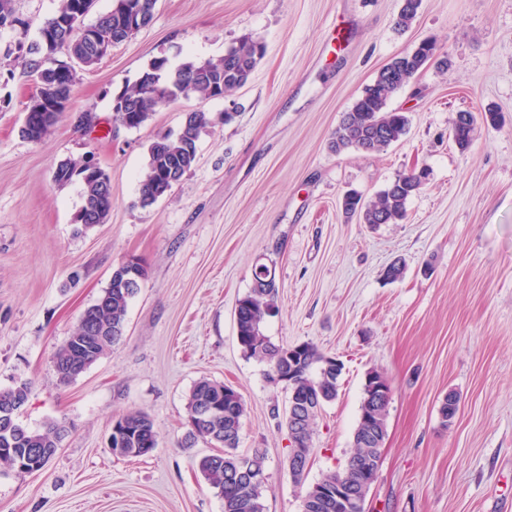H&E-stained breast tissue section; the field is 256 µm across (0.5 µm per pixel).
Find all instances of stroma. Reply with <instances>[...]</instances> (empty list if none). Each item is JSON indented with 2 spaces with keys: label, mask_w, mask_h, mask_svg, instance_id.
Masks as SVG:
<instances>
[{
  "label": "stroma",
  "mask_w": 512,
  "mask_h": 512,
  "mask_svg": "<svg viewBox=\"0 0 512 512\" xmlns=\"http://www.w3.org/2000/svg\"><path fill=\"white\" fill-rule=\"evenodd\" d=\"M400 6L156 0L150 24L82 74L70 113L37 143L19 134L36 84L16 35L0 32V99L10 100L0 108V388L29 381L20 423L66 428L38 474L0 471V512H223L198 468L209 445H182L187 395L203 377L246 402L239 448L266 457V512H301L308 487L344 466L373 369L392 393L368 512H512V0H422L401 31ZM246 35L266 52L243 86L158 108L137 129L115 120L114 96L152 60L216 59ZM425 39L451 65L427 63L388 100L409 116L406 136L378 153L331 152L365 86ZM490 108L499 126L483 120ZM197 110L214 123L196 164L142 206L150 143ZM463 110L476 117L465 149L451 136ZM83 111L93 126L76 127ZM86 155L110 176L112 211L80 233L81 185L57 186L53 172ZM413 168L428 176L404 221L372 228L343 213L346 192L374 200ZM132 256L147 277L121 340L59 385L54 353ZM396 261L404 273L391 281ZM259 263L279 286L270 341L309 343L343 363L299 483L287 466L290 392L237 342L236 304ZM451 393L459 408L446 422L440 404ZM138 410L157 447L113 456L114 420Z\"/></svg>",
  "instance_id": "1"
}]
</instances>
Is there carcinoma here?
<instances>
[{
    "label": "carcinoma",
    "instance_id": "carcinoma-1",
    "mask_svg": "<svg viewBox=\"0 0 512 512\" xmlns=\"http://www.w3.org/2000/svg\"><path fill=\"white\" fill-rule=\"evenodd\" d=\"M76 0H63L57 14L46 19L38 28L39 37L34 44L25 46L27 22L19 19L20 26L14 28L19 36V47H27V53L37 54L39 58L29 62L37 74L36 94L26 107L30 112L26 129L21 136L31 142L42 140L52 125L40 120L42 105L40 98H55L70 101L73 85L56 86L54 72L46 66L44 59L56 56L64 49L71 58L82 63V70L90 71L101 61L99 52L75 29H64L60 19L68 14ZM422 0H402V6L395 26L399 30L407 28L415 19ZM92 26L110 36L117 37L116 43H122L133 36L126 32L129 28L127 17L120 11L111 9L99 15ZM264 55L262 43L250 36L242 37L238 44L224 57L195 61L187 59L172 67L167 59L154 60L143 72L138 81L115 97V102L126 108L128 128H138L145 123L156 108L171 101L199 96L209 98L212 88L224 85L228 92L244 85L258 60ZM436 56V45L423 40L417 49L392 59L377 73L373 82L357 98L351 109L346 112L336 127L330 148L336 153L353 148L364 153L381 152L393 143L401 140L408 132L409 118L406 113L386 110L391 96L406 86L422 67ZM475 120L471 112L457 113L452 133L455 142L463 149L470 144V133ZM212 124L209 113L194 111L185 119L177 133L158 135L148 148L146 172L140 184V202L150 205L163 196L173 186V181L190 171L197 159V141L202 129ZM425 173L411 172L395 179L380 192L376 200L364 203L358 195H348L343 199L346 213H359L362 223L370 226L396 224L405 219L407 203L423 184ZM78 179L82 184V212L93 215L82 227L89 229L107 221L112 211V194L108 186L88 172L86 159H67L61 162L54 173L55 183L63 187ZM138 292L123 281L122 269L115 268L107 288L97 301L86 309V313L96 318L98 327L104 331L99 336L88 330L86 322L79 320L75 331L57 350L52 358V367L60 384L66 385L78 374L83 373L112 346L120 341L126 321L130 300ZM279 286L276 279L251 287L239 300L238 314L235 315L236 335L242 337L240 347L249 358L264 362L269 371L281 366L279 351L281 347L273 344L264 334L266 318L278 311L277 299ZM88 345L77 365H72L71 350L76 342ZM325 354L312 344H306L305 371L297 376L290 391L311 392L316 400L317 410L305 416L302 428L297 432L308 451H313L312 436L319 409L336 399L338 376H326L322 361ZM227 385L208 378L194 383L187 396L186 423L196 421L201 410L210 405H220V413L213 416L196 430H187L184 438L186 445L201 439L215 444L220 453L204 456L199 462V471L206 483L217 490L224 500V512H265V484L249 479L230 483L226 476L236 470L242 453L238 452L242 419L246 412L243 398L235 405L224 403V389ZM30 393V384L20 381L13 386L0 390V416L9 413L11 419H0V436L18 430V437L11 448L0 447V468L15 470L17 457L34 454L46 467L55 456V448L64 436L65 429L56 421L46 422L42 428L30 430L18 422V412L25 406ZM390 401L382 402L378 409V420L373 432H368L364 419H358L353 433V450L344 467L330 471L312 484L304 497V512H336V501L323 497L322 490L338 482L364 483L361 459L369 454L380 452L379 444L387 434V418ZM131 430L128 439L130 448H156L157 434L152 419L144 412H130L119 417Z\"/></svg>",
    "mask_w": 512,
    "mask_h": 512
}]
</instances>
